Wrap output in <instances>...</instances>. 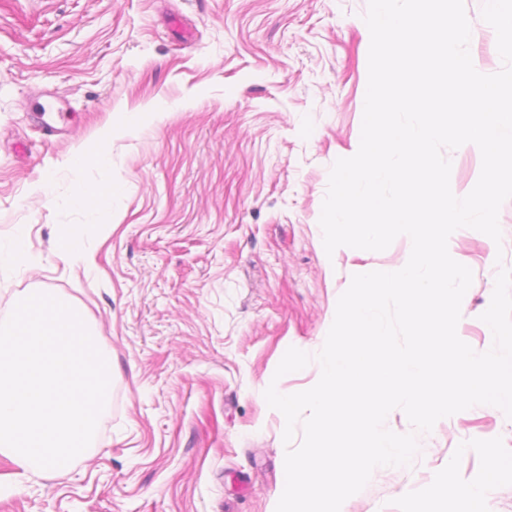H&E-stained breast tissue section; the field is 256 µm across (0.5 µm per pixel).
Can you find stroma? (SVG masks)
Instances as JSON below:
<instances>
[{"label":"stroma","instance_id":"35a3bbf8","mask_svg":"<svg viewBox=\"0 0 512 512\" xmlns=\"http://www.w3.org/2000/svg\"><path fill=\"white\" fill-rule=\"evenodd\" d=\"M483 0H465L478 71L502 67ZM368 0H0V243L24 237L27 266L0 260V321L35 288L81 310L112 365L109 400L72 470L24 471L0 454V512H275L285 487L283 415L264 398L313 387L318 362L276 377L288 348L314 356L339 296L365 265L390 272L411 249L326 254L329 173L360 140ZM64 104L60 136L38 107ZM142 122L129 124L130 113ZM111 166L74 170L86 149ZM467 195L474 148L447 151ZM49 181L48 193L38 187ZM121 190L80 205L83 184ZM90 263L63 264L59 226ZM501 242L476 230L452 248L473 273L459 337L493 336L481 315L512 268V199ZM408 467L376 468L345 512H452L439 480L481 484L512 512V419L476 405L418 436Z\"/></svg>","mask_w":512,"mask_h":512}]
</instances>
